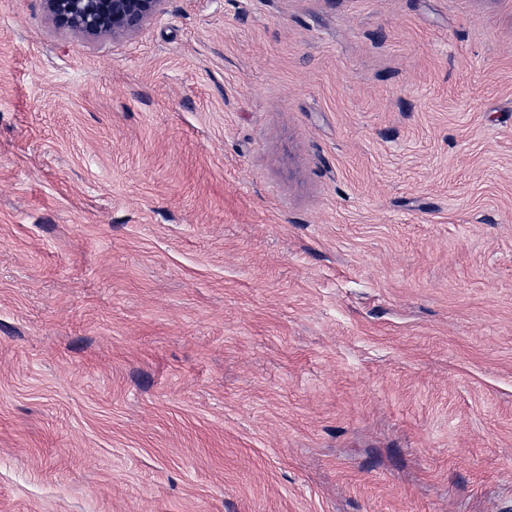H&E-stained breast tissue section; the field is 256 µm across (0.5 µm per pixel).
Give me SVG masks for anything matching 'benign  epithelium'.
Wrapping results in <instances>:
<instances>
[{
  "label": "benign epithelium",
  "instance_id": "benign-epithelium-1",
  "mask_svg": "<svg viewBox=\"0 0 512 512\" xmlns=\"http://www.w3.org/2000/svg\"><path fill=\"white\" fill-rule=\"evenodd\" d=\"M165 0H44L55 23L86 36L120 37L160 14Z\"/></svg>",
  "mask_w": 512,
  "mask_h": 512
}]
</instances>
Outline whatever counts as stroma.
<instances>
[{"instance_id":"1","label":"stroma","mask_w":512,"mask_h":512,"mask_svg":"<svg viewBox=\"0 0 512 512\" xmlns=\"http://www.w3.org/2000/svg\"><path fill=\"white\" fill-rule=\"evenodd\" d=\"M0 512H512V0H0ZM166 0H44L55 23L86 36L120 37L160 14Z\"/></svg>"}]
</instances>
